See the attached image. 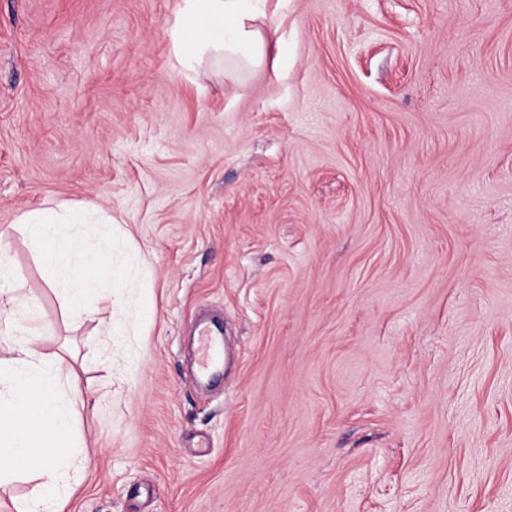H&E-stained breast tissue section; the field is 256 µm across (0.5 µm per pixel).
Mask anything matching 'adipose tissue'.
I'll list each match as a JSON object with an SVG mask.
<instances>
[{
  "label": "adipose tissue",
  "instance_id": "1",
  "mask_svg": "<svg viewBox=\"0 0 512 512\" xmlns=\"http://www.w3.org/2000/svg\"><path fill=\"white\" fill-rule=\"evenodd\" d=\"M259 11L244 8L242 0H181L170 25L173 53L178 65L195 71L204 60L238 73L260 68L267 38L257 27ZM75 213L46 209L20 216L32 242L45 245L44 259L52 272L68 281L65 299L79 309L87 296L101 295L94 270L99 258L86 252L70 254L65 225L75 223ZM102 297L111 310V296ZM80 391L61 369L38 350L21 346L9 366H0V413L7 415L0 429V484L28 471L33 482L20 512H64L72 483L84 473L88 457L72 433L70 405ZM50 441L53 456L36 461L39 441Z\"/></svg>",
  "mask_w": 512,
  "mask_h": 512
}]
</instances>
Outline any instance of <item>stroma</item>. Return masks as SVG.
<instances>
[{
    "label": "stroma",
    "instance_id": "1",
    "mask_svg": "<svg viewBox=\"0 0 512 512\" xmlns=\"http://www.w3.org/2000/svg\"><path fill=\"white\" fill-rule=\"evenodd\" d=\"M180 2L0 0V359L82 392L65 512H512V0H266L240 78ZM86 203L108 328L17 227ZM196 367L199 374L206 376L212 372L214 364L221 356L223 332L212 324L198 321Z\"/></svg>",
    "mask_w": 512,
    "mask_h": 512
}]
</instances>
